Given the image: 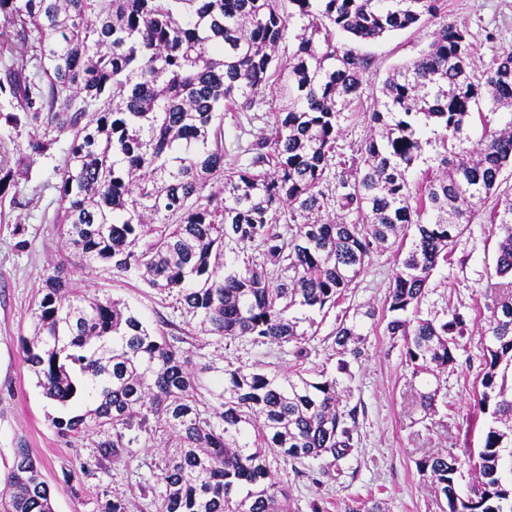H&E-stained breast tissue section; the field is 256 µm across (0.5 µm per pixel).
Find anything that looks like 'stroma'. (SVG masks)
Listing matches in <instances>:
<instances>
[{"mask_svg": "<svg viewBox=\"0 0 512 512\" xmlns=\"http://www.w3.org/2000/svg\"><path fill=\"white\" fill-rule=\"evenodd\" d=\"M447 11L449 21L472 34L475 75H482L496 54L512 51V0H447ZM436 28V23L426 22L374 42L356 43V51L370 62L363 75L365 104L380 99V88L395 68L428 48ZM511 120L512 109L496 111L490 101H482L478 114L464 127V147L478 148L488 129ZM43 130L40 119L16 129L0 122V160L19 173L16 186L0 199V482L16 449L25 447L40 463L52 490L53 512H98L115 496L125 499L130 512H146L140 484L157 480L158 450L134 449L129 464L118 467L103 457L98 437L62 440L52 421L66 410L45 397L23 361L22 344L33 332L32 313L57 258L59 225L54 217L60 209V170L71 143L64 133L46 153H32L30 143ZM498 239L497 225L478 216L458 239L451 263L435 270L421 303L423 317L441 322L457 310L468 321L469 334L455 365L440 375L437 414L426 418L411 406L415 384L402 348L383 329H374L364 356L351 366V377L338 380L344 404L359 409V441L333 475L285 477L294 512H310L314 502L325 512H344L345 503L370 498L383 500L389 512H440L445 501L418 473L415 461L429 450H449L464 459L482 444L489 418L476 411L475 385L491 344L488 307L500 293L492 277ZM394 268L392 252L373 255L356 288L349 291L346 306L383 309ZM81 287L87 296L126 303L149 327L164 321L176 329L183 326L174 297L149 288L134 274L100 270L87 275ZM336 316L332 309L321 318L318 336L308 345L310 355L301 365L289 350L256 347L245 338L228 344L193 334L186 348L197 364L258 363L265 372L281 375L293 374L301 366L313 374H331L336 358L325 338L335 329ZM73 472L79 479L70 488L64 479Z\"/></svg>", "mask_w": 512, "mask_h": 512, "instance_id": "stroma-1", "label": "stroma"}]
</instances>
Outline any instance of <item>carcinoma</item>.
Wrapping results in <instances>:
<instances>
[{
    "instance_id": "cac0c4a2",
    "label": "carcinoma",
    "mask_w": 512,
    "mask_h": 512,
    "mask_svg": "<svg viewBox=\"0 0 512 512\" xmlns=\"http://www.w3.org/2000/svg\"><path fill=\"white\" fill-rule=\"evenodd\" d=\"M445 0H0V19L30 43L28 60L4 69L0 110L18 128L46 113L31 149L57 136L72 141L60 173L61 262L43 280L33 312L35 334L23 360L46 398L63 406L87 394L92 407L54 420L62 438L100 435L99 447L121 463L131 449L167 436L159 485H140L152 512H292L289 490L272 471L275 453L292 473L319 462L326 473L356 446L358 410L339 401L337 379L269 375L254 367L196 365L186 338L151 330L110 298L80 294L74 276L98 269L143 273L175 295L186 324L219 340L291 346L308 358L316 335L310 312L339 306L374 252L397 246V267L382 315L372 306L336 317V371L351 375L364 355L367 325L401 343L412 375L437 376L456 362L466 316L434 322L420 305L440 263L497 193L512 166V122L491 130L475 151L440 159L442 174L411 189L423 153L422 129L458 138L472 106L488 97L512 108V52L496 55L481 77L472 71L470 31L447 21ZM424 21L438 27L428 48L385 80L382 100L361 102L368 60L339 45L374 41ZM298 26L288 63L275 52ZM288 106L270 128L224 148L222 112H258L267 87ZM366 112L371 135L356 154L338 152L342 122ZM341 168L333 197L341 216L324 221L320 189ZM288 208L292 223L278 227ZM302 223H297V219ZM489 223L501 233L495 275L502 293L490 310L476 394L492 424L469 493L458 489L462 461L424 452L418 472L446 500L448 512H512V195ZM246 245L244 268L224 270V246ZM222 391L201 398L202 376ZM440 387L418 394L424 415ZM3 512H53L51 489L29 451L17 449L5 477Z\"/></svg>"
}]
</instances>
